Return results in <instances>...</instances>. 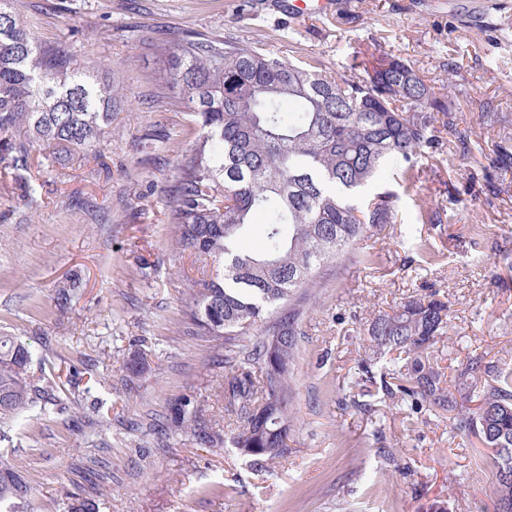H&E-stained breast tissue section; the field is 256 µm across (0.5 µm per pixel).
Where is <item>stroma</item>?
<instances>
[{
	"label": "stroma",
	"mask_w": 512,
	"mask_h": 512,
	"mask_svg": "<svg viewBox=\"0 0 512 512\" xmlns=\"http://www.w3.org/2000/svg\"><path fill=\"white\" fill-rule=\"evenodd\" d=\"M40 40H69L118 83L123 106L94 146L67 167L31 147L29 168L0 167V332L31 353L30 373L53 402L0 428V461L21 467L27 499L0 512H493L488 453L460 437L448 416L407 419L383 396L357 408L352 385L363 333L409 297L450 301L435 347L447 381L468 352L512 371V172L486 179L504 125L480 123L478 105L512 100V0H340L332 15L297 18L292 0H18ZM200 32L247 45L260 40L294 62L316 58L333 73L353 56L399 58L450 98L471 151L451 142L422 158L413 190L386 166L366 196L390 190L395 223L316 270L290 306L302 331L292 365L286 456L264 464L231 440L237 417L224 400V344L183 313L192 256L175 243L164 189L188 145L191 118L169 111L156 83L166 32ZM454 59L455 72L443 63ZM165 131L145 150L146 133ZM454 205L451 224L421 211ZM73 288L70 304L54 302ZM145 360L130 376L126 362ZM196 397L224 443L189 434L160 447L152 424Z\"/></svg>",
	"instance_id": "35a3bbf8"
}]
</instances>
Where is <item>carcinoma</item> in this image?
Returning a JSON list of instances; mask_svg holds the SVG:
<instances>
[{"label":"carcinoma","instance_id":"carcinoma-1","mask_svg":"<svg viewBox=\"0 0 512 512\" xmlns=\"http://www.w3.org/2000/svg\"><path fill=\"white\" fill-rule=\"evenodd\" d=\"M0 0V161L27 165V145L52 149L64 168L72 150L100 140L117 106L112 86L79 63L64 41L43 44ZM168 56L162 84L178 89L168 102L194 118L196 135L177 158L167 191V221L177 244L203 259L207 269L191 282L185 314L215 340L224 339V396L240 415L233 446L255 462L288 452L276 430L290 422V370L297 351V322L286 304L311 285L315 270L372 231L395 222L393 194L364 201L358 194L382 166H402L405 189L415 185L418 160L440 145L448 102L437 97L413 67L389 59L372 69L332 74L282 60L259 46L226 44L183 32L158 43ZM493 171L512 170V145H498ZM263 216V247L242 243ZM447 208L421 214L427 224H447ZM449 302L413 296L367 325L370 355L353 384L370 382L378 360L405 354L381 373L380 391L411 413L457 409L444 372L429 358L446 333ZM234 336L253 341L235 347ZM31 355L15 336L0 335V427L50 400L28 374ZM484 374V382L474 374ZM477 407L455 418L458 435L474 436L491 450L494 512H512V372L467 357L456 374ZM195 444L223 442L193 395L173 418ZM29 481L14 467H0V503L27 498Z\"/></svg>","mask_w":512,"mask_h":512}]
</instances>
